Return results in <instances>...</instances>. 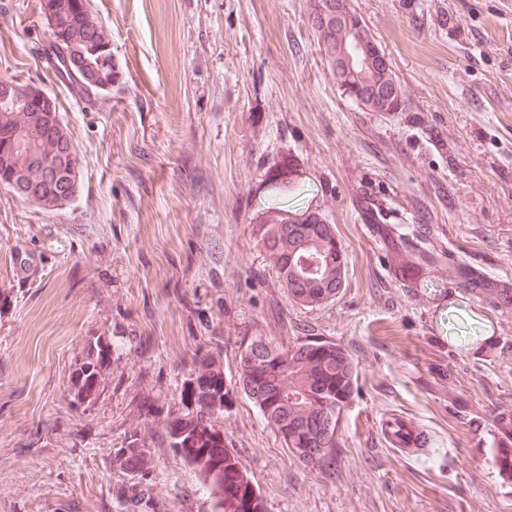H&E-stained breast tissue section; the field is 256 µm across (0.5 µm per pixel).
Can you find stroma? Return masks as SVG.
Segmentation results:
<instances>
[{"label":"stroma","instance_id":"35a3bbf8","mask_svg":"<svg viewBox=\"0 0 512 512\" xmlns=\"http://www.w3.org/2000/svg\"><path fill=\"white\" fill-rule=\"evenodd\" d=\"M390 60L404 106L366 112L337 88L311 0H90L119 79L85 97L42 57L39 0H0V79L55 96L80 192L54 211L0 187V512H121L109 461L141 388L179 405L189 353L309 338L359 365L336 455L291 457L245 396L224 444L268 512H512V306L460 269L512 286V0H349ZM333 224L346 286L297 305L263 250L268 199ZM430 224L441 257L417 256ZM36 258L39 272L17 269ZM112 339V385L91 408L67 386L87 337ZM398 413L434 438L394 454ZM156 512H210L160 443Z\"/></svg>","mask_w":512,"mask_h":512}]
</instances>
